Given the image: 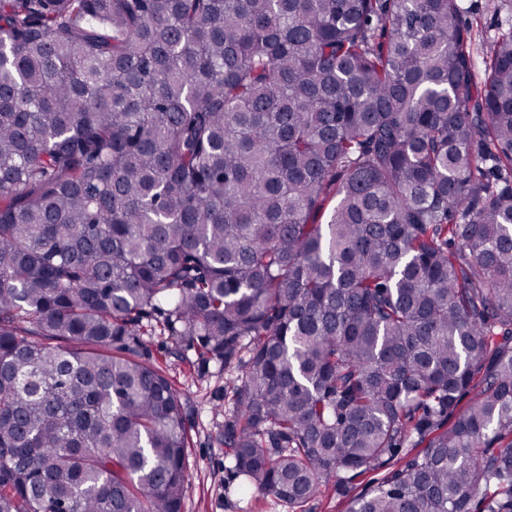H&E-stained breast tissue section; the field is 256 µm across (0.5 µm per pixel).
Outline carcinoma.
I'll return each instance as SVG.
<instances>
[{
    "label": "carcinoma",
    "mask_w": 512,
    "mask_h": 512,
    "mask_svg": "<svg viewBox=\"0 0 512 512\" xmlns=\"http://www.w3.org/2000/svg\"><path fill=\"white\" fill-rule=\"evenodd\" d=\"M461 14L0 0V512H182L152 328L239 371L255 492L512 512V26L478 84Z\"/></svg>",
    "instance_id": "1"
}]
</instances>
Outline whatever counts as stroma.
<instances>
[{"mask_svg":"<svg viewBox=\"0 0 512 512\" xmlns=\"http://www.w3.org/2000/svg\"><path fill=\"white\" fill-rule=\"evenodd\" d=\"M462 20L475 38L473 72L483 81L490 42L505 26L506 12L495 7V0H461ZM148 364L160 367L178 390L194 424L191 430L189 465L186 472L182 512H346L350 499L382 478V471H370L342 489L328 481L321 494L303 507L293 509L273 497L245 494L227 488L221 437L224 432V397L237 371L219 364H202L194 350L175 343L167 336L144 337Z\"/></svg>","mask_w":512,"mask_h":512,"instance_id":"35a3bbf8","label":"stroma"}]
</instances>
